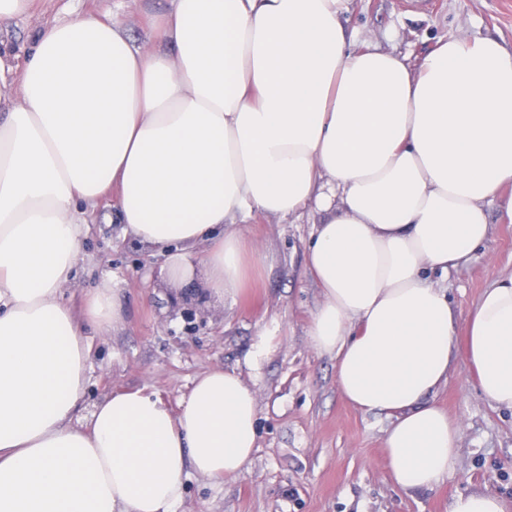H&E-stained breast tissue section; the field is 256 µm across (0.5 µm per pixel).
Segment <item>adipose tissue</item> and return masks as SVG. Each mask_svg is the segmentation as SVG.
<instances>
[{
	"label": "adipose tissue",
	"mask_w": 512,
	"mask_h": 512,
	"mask_svg": "<svg viewBox=\"0 0 512 512\" xmlns=\"http://www.w3.org/2000/svg\"><path fill=\"white\" fill-rule=\"evenodd\" d=\"M350 0H169L143 44L96 16L41 31L0 98V512H175L188 472L242 470L258 400L240 375H198L177 406L142 390L78 416L93 328L122 320L117 288L64 301L90 218L165 253L174 285L203 269L215 303L259 273L245 225L316 207L307 327L348 404L391 419L403 492L438 487L460 424L433 396L457 336L481 396L512 409V276L458 328L429 271L488 238L512 183V52L453 36L410 69L354 49ZM111 202H104L107 191ZM199 263H192L194 249Z\"/></svg>",
	"instance_id": "adipose-tissue-1"
}]
</instances>
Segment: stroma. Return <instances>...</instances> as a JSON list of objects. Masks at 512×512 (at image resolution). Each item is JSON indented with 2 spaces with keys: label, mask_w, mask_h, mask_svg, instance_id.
<instances>
[{
  "label": "stroma",
  "mask_w": 512,
  "mask_h": 512,
  "mask_svg": "<svg viewBox=\"0 0 512 512\" xmlns=\"http://www.w3.org/2000/svg\"><path fill=\"white\" fill-rule=\"evenodd\" d=\"M166 0H32L27 14L0 24V52L22 69L42 29L71 13L110 11L112 22L142 41V9ZM347 28L359 47L406 56L418 65L439 41L454 35L493 38L512 50V0H351ZM489 237L449 274L432 272L458 321H465L486 288L512 274V220L499 199L486 205ZM313 213L278 219L253 216L249 231L265 267L236 302L210 301L202 274L167 285L164 254L124 236L121 225L94 224L68 293L119 279L123 320L110 336L94 338L83 411L104 392L145 389L176 405L192 380L214 368L236 371L258 399L257 448L239 473L221 479L190 476L177 512H448L462 491L512 501V410L480 395L463 353L435 396L457 420L459 460L441 484L411 495L391 479L383 450L390 420L351 408L336 387L334 361L314 351L308 321L321 301L306 270ZM275 348L257 355L262 334Z\"/></svg>",
  "instance_id": "obj_1"
}]
</instances>
